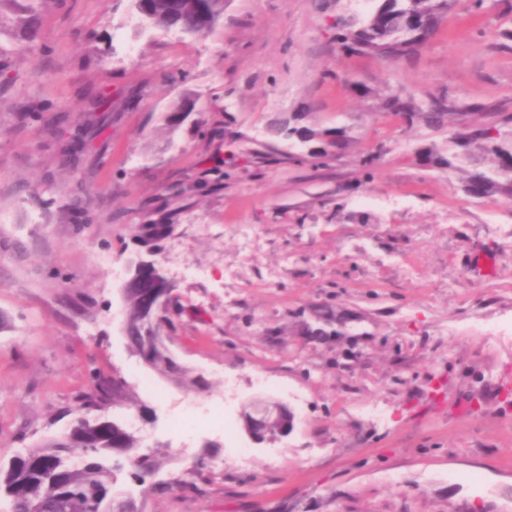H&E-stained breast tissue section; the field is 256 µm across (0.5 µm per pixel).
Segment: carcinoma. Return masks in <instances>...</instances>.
Here are the masks:
<instances>
[{"instance_id":"1","label":"carcinoma","mask_w":512,"mask_h":512,"mask_svg":"<svg viewBox=\"0 0 512 512\" xmlns=\"http://www.w3.org/2000/svg\"><path fill=\"white\" fill-rule=\"evenodd\" d=\"M16 4L12 22L19 29L35 27L47 0H11ZM217 0H196V9H185L184 0H146V23L158 32L191 25L199 30L206 27L214 14ZM461 0H379L375 11L361 20L354 15L336 18L344 48L355 55L372 56L384 63H394L416 54L448 19L458 10ZM379 107L385 113L431 131L448 134L446 148L432 144L421 148L416 159L421 165L468 166L462 182L463 191L483 197L501 194L512 197V136L490 134V129L512 127V114L494 112L488 106H468L446 93L417 98L399 91L380 97ZM268 135L286 140L298 152L290 154L296 163L310 162L325 166L331 158L329 148H344V135L338 128L316 131L305 126L273 123ZM321 138L326 147L304 150L306 143ZM165 224L153 221L136 226L139 242L144 246L157 244L163 237ZM125 308L131 317L143 322L127 333L129 348L144 364L160 375L174 379L176 360L168 352L161 336L166 313H151L143 304L140 289L130 287L125 294ZM92 386L73 394L71 404L76 414L75 424L30 448L12 455L7 466H0V493L8 498L6 512H78L70 506L94 487L106 485L114 474L107 461L124 454L127 448H137L139 437L127 430L121 415L124 411L146 407L131 402L126 381H118L99 369L91 370ZM112 408L110 426L90 430L83 419ZM126 455V454H124ZM131 469H156L149 458L136 462L127 454ZM97 512H138L133 498L106 497L99 501Z\"/></svg>"}]
</instances>
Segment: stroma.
I'll return each mask as SVG.
<instances>
[{
	"mask_svg": "<svg viewBox=\"0 0 512 512\" xmlns=\"http://www.w3.org/2000/svg\"><path fill=\"white\" fill-rule=\"evenodd\" d=\"M376 0H226L196 36L135 33L130 0H48L0 74V446L65 430L89 366L119 372L140 512H512V198L473 197L418 149L445 134L369 89L442 90L512 113V0L449 16L413 58L342 46ZM105 94L97 124L92 96ZM274 122L343 128L328 166L289 161ZM387 152L364 175L361 156ZM174 285L164 333L185 389L126 346L120 293L146 218ZM293 429L256 442L243 406ZM227 430L188 436V406ZM201 464L208 481L190 486ZM166 224L159 221L149 222L147 224H137L135 232L136 237L143 246L157 244L163 237ZM173 225L167 224L165 236L167 238L173 231ZM260 417H255L251 413L245 414V428L249 435L260 440L270 428L288 423L292 424L294 415L291 410L280 404H265L260 410Z\"/></svg>",
	"mask_w": 512,
	"mask_h": 512,
	"instance_id": "35a3bbf8",
	"label": "stroma"
}]
</instances>
